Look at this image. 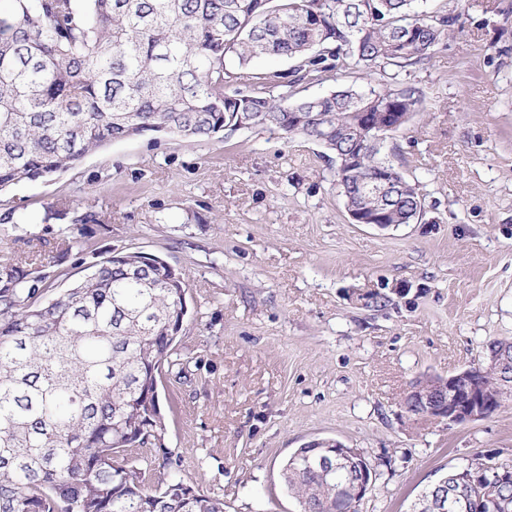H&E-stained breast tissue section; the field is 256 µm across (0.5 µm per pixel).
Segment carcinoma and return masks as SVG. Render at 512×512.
Masks as SVG:
<instances>
[{
	"mask_svg": "<svg viewBox=\"0 0 512 512\" xmlns=\"http://www.w3.org/2000/svg\"><path fill=\"white\" fill-rule=\"evenodd\" d=\"M0 9V192L74 168L130 130L187 138L263 127L335 155L347 210L410 224L424 207L381 147L343 139L357 113L384 138L423 98L411 87L340 85L296 96L355 67L387 75L431 58L457 16L417 0H8ZM284 58L247 89L241 70ZM382 196L360 190L378 169ZM39 256L0 265V512H224V498L171 477L147 490L151 462L126 448H161L157 375L189 314L187 282L140 252L89 266L51 297ZM479 389L512 400L492 368ZM282 478L303 512H336V475L287 461Z\"/></svg>",
	"mask_w": 512,
	"mask_h": 512,
	"instance_id": "carcinoma-1",
	"label": "carcinoma"
}]
</instances>
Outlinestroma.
<instances>
[{
  "instance_id": "obj_1",
  "label": "stroma",
  "mask_w": 512,
  "mask_h": 512,
  "mask_svg": "<svg viewBox=\"0 0 512 512\" xmlns=\"http://www.w3.org/2000/svg\"><path fill=\"white\" fill-rule=\"evenodd\" d=\"M460 26L422 64L388 67L423 107L383 152L420 186L414 223H352L336 161L262 128L112 142L0 194V261L60 255L57 289L118 252L161 257L189 316L158 378L176 475L225 512H301L281 478L303 444L359 449L358 512H408L441 470L512 466V405L454 424L409 413L419 379L487 364L512 339V0H427Z\"/></svg>"
}]
</instances>
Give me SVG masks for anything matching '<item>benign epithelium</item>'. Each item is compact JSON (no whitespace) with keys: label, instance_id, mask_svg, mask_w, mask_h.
Listing matches in <instances>:
<instances>
[{"label":"benign epithelium","instance_id":"obj_1","mask_svg":"<svg viewBox=\"0 0 512 512\" xmlns=\"http://www.w3.org/2000/svg\"><path fill=\"white\" fill-rule=\"evenodd\" d=\"M485 372V368L475 366L446 378L434 380L430 388L415 386L407 394L406 400L424 413L445 418L450 423H462L486 418L501 408L500 400L477 390L475 379ZM316 442L326 448L328 455L319 458L320 466H333L336 478L342 487L336 492V505L339 512H350L365 496L371 480V468L359 463L355 458L362 457L356 448H350L335 439L318 438ZM512 482V470L498 463H490L475 476L460 478L453 471L439 478L429 488L422 491L413 503L411 512H425L429 490L437 494L438 512H482L485 507L499 506V485Z\"/></svg>","mask_w":512,"mask_h":512}]
</instances>
